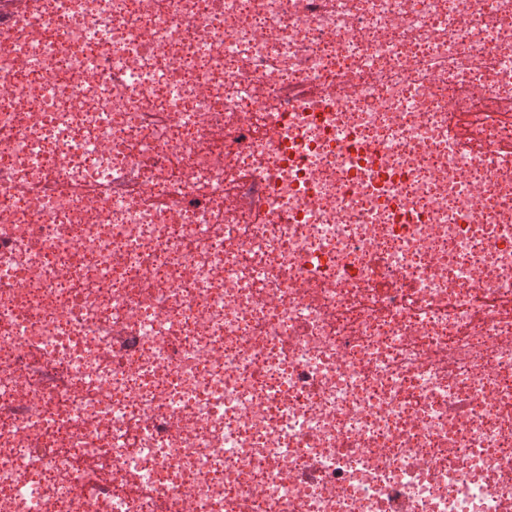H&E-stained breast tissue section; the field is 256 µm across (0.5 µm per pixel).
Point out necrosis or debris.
<instances>
[{
  "label": "necrosis or debris",
  "instance_id": "4bbe7bcc",
  "mask_svg": "<svg viewBox=\"0 0 512 512\" xmlns=\"http://www.w3.org/2000/svg\"><path fill=\"white\" fill-rule=\"evenodd\" d=\"M509 102L512 0H0V512H512Z\"/></svg>",
  "mask_w": 512,
  "mask_h": 512
}]
</instances>
